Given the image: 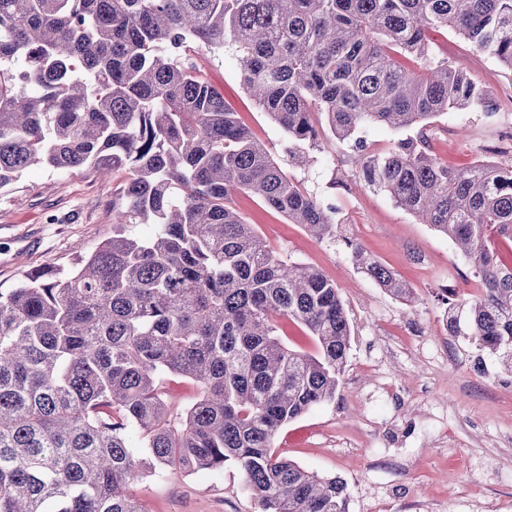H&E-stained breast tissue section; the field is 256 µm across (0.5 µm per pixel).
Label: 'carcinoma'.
Wrapping results in <instances>:
<instances>
[{
    "label": "carcinoma",
    "instance_id": "cac0c4a2",
    "mask_svg": "<svg viewBox=\"0 0 512 512\" xmlns=\"http://www.w3.org/2000/svg\"><path fill=\"white\" fill-rule=\"evenodd\" d=\"M452 31L512 70V0H0V190L35 165L125 172L112 237L68 270L0 291V512H146L135 481L235 463L257 512H348L347 483L272 452L336 395L351 325L334 282L272 251L235 207L248 194L319 240L336 205L271 157L189 61L230 47L240 81L298 166L354 141L359 180L451 240L480 282L445 296L452 336L512 369V164L455 169L429 132L493 112L434 55ZM372 124L401 132L366 151ZM132 224H153L148 238ZM387 294L413 288L353 241ZM301 327L312 353L285 339ZM200 389L178 409L166 383Z\"/></svg>",
    "mask_w": 512,
    "mask_h": 512
}]
</instances>
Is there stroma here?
Instances as JSON below:
<instances>
[{
	"instance_id": "obj_1",
	"label": "stroma",
	"mask_w": 512,
	"mask_h": 512,
	"mask_svg": "<svg viewBox=\"0 0 512 512\" xmlns=\"http://www.w3.org/2000/svg\"><path fill=\"white\" fill-rule=\"evenodd\" d=\"M437 57L467 72L496 110L450 112L432 130L449 166L512 159V70L464 38L432 35ZM207 79L273 158L307 190L335 195L340 237L318 240L301 225L238 195L237 209L267 245L320 270L339 287L353 328L335 398L277 434L273 451L321 475L343 478L349 512H512V371L449 335L439 296L471 298V264L447 238L419 223L381 190L356 178L351 144L326 142L325 161L288 158L284 132L245 93L232 49L196 55ZM343 184L332 187L333 179ZM81 171L35 166L0 192V290L44 265L69 268L112 235V190ZM391 268L415 291L412 305L388 295L351 260L346 240ZM147 512H257L239 469L171 472L132 486Z\"/></svg>"
}]
</instances>
